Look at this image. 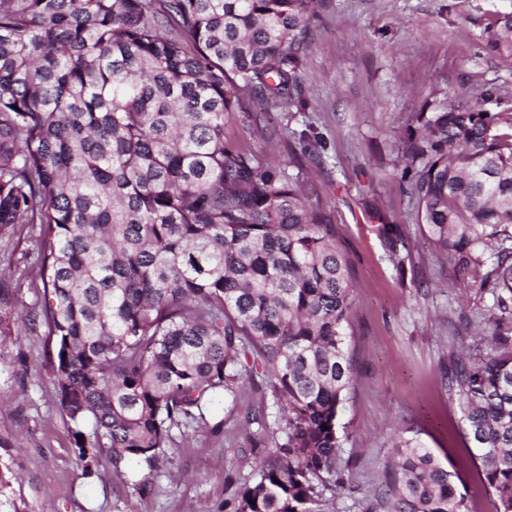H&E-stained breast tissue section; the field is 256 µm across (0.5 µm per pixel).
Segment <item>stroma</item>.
<instances>
[{
    "label": "stroma",
    "mask_w": 512,
    "mask_h": 512,
    "mask_svg": "<svg viewBox=\"0 0 512 512\" xmlns=\"http://www.w3.org/2000/svg\"><path fill=\"white\" fill-rule=\"evenodd\" d=\"M509 12L512 0H325L305 34L306 109L244 93L224 115L225 141L300 178L352 267L354 384L340 421L350 433L343 466L357 491L323 512H386L373 492L392 473L391 437L403 428L457 473L469 512H494L448 367L512 317L494 309L488 291L461 292L401 171L406 133L425 102L512 113V58L485 44L488 27ZM35 254L29 232L0 240L17 319L43 303L32 283ZM48 352L40 332L0 343V512H224L229 478L247 475L254 459L240 421L261 410L259 392L213 400L206 419L223 422V434L187 432L156 468L116 466L105 451L88 470L58 408Z\"/></svg>",
    "instance_id": "35a3bbf8"
}]
</instances>
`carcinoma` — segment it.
<instances>
[{"label": "carcinoma", "mask_w": 512, "mask_h": 512, "mask_svg": "<svg viewBox=\"0 0 512 512\" xmlns=\"http://www.w3.org/2000/svg\"><path fill=\"white\" fill-rule=\"evenodd\" d=\"M321 0H0V239L38 229L60 412L89 463L157 460L173 430L264 386V451L224 512H319L355 492L339 423L353 383L354 285L331 217L299 180L224 141L248 90L301 111L304 32ZM487 47L512 57V13ZM404 173L435 248L512 307V115L425 104ZM17 288L0 275V336ZM448 381L496 512H512V333ZM256 429H251V426ZM328 429H322V426ZM389 512H467L416 434L394 437Z\"/></svg>", "instance_id": "cac0c4a2"}]
</instances>
